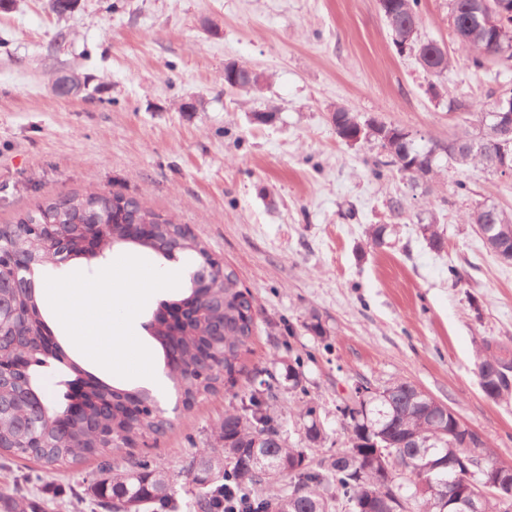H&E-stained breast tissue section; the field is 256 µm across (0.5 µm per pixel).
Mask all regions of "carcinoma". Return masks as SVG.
<instances>
[{
  "label": "carcinoma",
  "instance_id": "carcinoma-1",
  "mask_svg": "<svg viewBox=\"0 0 512 512\" xmlns=\"http://www.w3.org/2000/svg\"><path fill=\"white\" fill-rule=\"evenodd\" d=\"M481 0H450V18L454 34L467 25ZM392 42L403 34L405 23L417 27L422 22L420 0H397L395 15L386 18ZM470 69L486 68L482 48L490 40L482 35L472 40L458 39ZM333 119L345 132L358 126L359 118L338 108ZM484 120V112H467L464 129L452 141L469 142ZM383 158L373 163L374 175L383 176L386 169H397L413 182L434 173L438 157L460 167L487 169L497 146L486 145L469 155L447 148L433 155L435 143L419 146L409 140L380 143ZM112 218V237L116 248L138 247L164 255L171 245L194 262L210 260L207 249L181 225L166 215L143 206L137 199L121 194L73 193L50 200L25 212L13 224L0 225V249L16 250L33 259L43 271L56 267L55 258L42 251L34 236L27 234L30 224H82L95 234L90 224L94 215ZM472 224H484L485 247L505 262L512 260V214L502 210L492 214L485 205L477 206L469 216ZM151 224L154 234L139 242H123L136 235L134 225ZM206 297L191 310L186 321L174 327L166 318V310L187 300L192 290L184 285L172 302L165 304L154 317L152 338L161 349L164 360L179 359L183 368L171 380L184 407L191 409L199 398L235 385L241 373L240 358L257 327V316L249 291L229 268L213 271L206 285ZM19 301L27 305V316L21 323L0 325V358L9 356L12 347L23 345L29 362L24 371L11 374L6 397L0 400V452L29 457L50 474L57 466L78 458L103 457L114 448L130 446L146 435H157L171 427V421L148 406L132 414L128 403L141 392L98 382L90 393L89 411L79 419L68 414V398L51 401L44 410H21V402L31 386L39 383L38 368L48 360L71 384L70 377L83 372L78 363L65 360L60 352L45 353L42 336L48 331L43 318L41 296L33 290L19 292ZM491 361L504 364L505 378L479 382L486 397L498 400L512 391V348L485 339L476 354L477 374ZM264 378L252 385L241 398L242 407L224 414L220 448L203 450L198 465L213 470L209 483L197 479V512H224V493L228 479L237 484L238 492L247 494L258 507L257 512H405L407 507L424 512L432 496H451L464 480H480V468L491 462L493 450L485 437L465 440L439 430L433 414L439 403L416 385L398 379L383 386L384 394L365 402L350 393L336 405L348 443L343 455L334 459H317L310 455L313 447L325 438L317 406L306 399L297 407L303 421V448L288 446L281 424L272 412L280 398L279 376L263 370ZM288 389L308 396L299 359L288 363ZM265 455L272 474H261L253 467V452ZM102 478L87 487L88 493L111 512H175L173 490L166 472L144 462L128 464L103 463ZM280 483L277 494L267 493L269 486ZM18 489L0 492V512H17L22 497Z\"/></svg>",
  "mask_w": 512,
  "mask_h": 512
}]
</instances>
